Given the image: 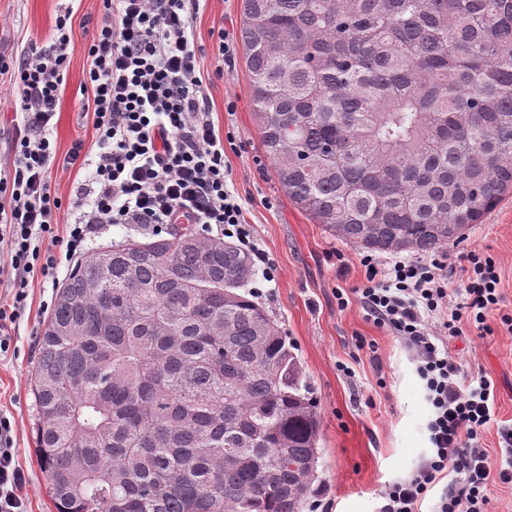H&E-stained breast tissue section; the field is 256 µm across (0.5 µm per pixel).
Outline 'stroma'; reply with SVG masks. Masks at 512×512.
I'll use <instances>...</instances> for the list:
<instances>
[{
    "mask_svg": "<svg viewBox=\"0 0 512 512\" xmlns=\"http://www.w3.org/2000/svg\"><path fill=\"white\" fill-rule=\"evenodd\" d=\"M67 6L73 27L70 67L52 129L61 158L75 143L88 151L94 146L92 122L81 110V85L89 40L104 14L102 0H0V51L16 58L31 44L49 45L55 20ZM241 6L242 0H200L190 26L211 118L220 132L235 136L234 147L224 153L232 172L228 187L245 208L255 242L276 267L274 281L257 275L251 284L292 343L320 420L314 491L303 512H377L386 486L411 477L429 457L431 405L412 349L368 319L351 296L364 282L363 248L313 223L275 180L255 127L249 75L238 43ZM219 29L236 41L234 61L227 68L212 38ZM471 250L495 259L501 310L512 314V194L443 248L455 257ZM68 274L63 266L55 278L29 286L13 344L0 355V416L13 427L12 451L26 477L22 496L27 512H56L34 451L31 372L48 306ZM340 292L348 295L347 305H339ZM490 325L492 334L472 332L452 340L449 348L465 373H485L495 385L496 421L481 439L495 467L498 428L512 424V334L498 318H491Z\"/></svg>",
    "mask_w": 512,
    "mask_h": 512,
    "instance_id": "obj_1",
    "label": "stroma"
}]
</instances>
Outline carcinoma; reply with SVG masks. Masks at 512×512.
Listing matches in <instances>:
<instances>
[{"mask_svg":"<svg viewBox=\"0 0 512 512\" xmlns=\"http://www.w3.org/2000/svg\"><path fill=\"white\" fill-rule=\"evenodd\" d=\"M240 38L275 179L340 239L427 255L512 191V0H242ZM106 250L32 371L56 512H300L320 422L250 254L191 224Z\"/></svg>","mask_w":512,"mask_h":512,"instance_id":"carcinoma-1","label":"carcinoma"}]
</instances>
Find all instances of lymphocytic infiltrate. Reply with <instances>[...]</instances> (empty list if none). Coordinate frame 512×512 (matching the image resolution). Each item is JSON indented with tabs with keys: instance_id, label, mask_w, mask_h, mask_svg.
<instances>
[{
	"instance_id": "lymphocytic-infiltrate-1",
	"label": "lymphocytic infiltrate",
	"mask_w": 512,
	"mask_h": 512,
	"mask_svg": "<svg viewBox=\"0 0 512 512\" xmlns=\"http://www.w3.org/2000/svg\"><path fill=\"white\" fill-rule=\"evenodd\" d=\"M198 0H103L105 15L88 48L82 108L96 132V150L75 143L57 160L51 143L59 90L69 68L71 11L60 14L49 46L31 45L18 59L0 56V77L17 90L8 134L10 158L0 167V353L11 347L31 282L53 277L62 261L84 256L107 224L162 233L168 224L248 243L244 209L229 190L224 140L209 117L189 15ZM89 169L74 190V221L60 225L62 199L52 186L56 162ZM365 284L357 300L378 326L414 349L433 415V451L409 479L389 484L378 512H418L438 475L453 472L434 512H485L492 482L512 484V426L500 432L501 463L491 471L481 435L495 416L493 386L464 374L449 353L465 330L490 334L499 317L501 276L491 256L471 251L452 286L434 257L384 263L360 259ZM10 420L0 417V512H22L23 470L10 451Z\"/></svg>"
}]
</instances>
